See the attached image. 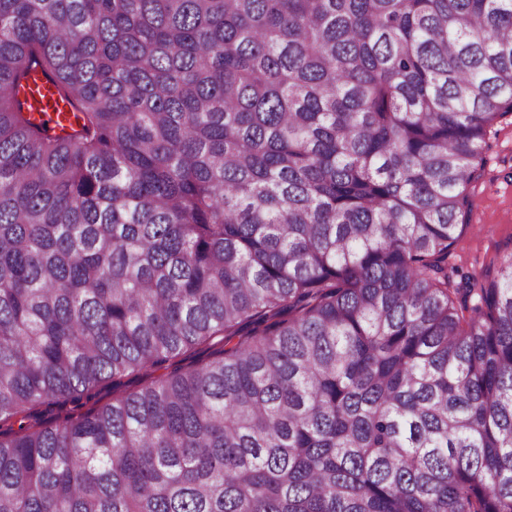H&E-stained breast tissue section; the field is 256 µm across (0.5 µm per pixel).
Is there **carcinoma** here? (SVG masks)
Wrapping results in <instances>:
<instances>
[{"mask_svg":"<svg viewBox=\"0 0 512 512\" xmlns=\"http://www.w3.org/2000/svg\"><path fill=\"white\" fill-rule=\"evenodd\" d=\"M511 112L512 0H0V512H512ZM490 134L484 171L473 184L468 228L448 255V265L467 274L479 269L512 240V116Z\"/></svg>","mask_w":512,"mask_h":512,"instance_id":"carcinoma-1","label":"carcinoma"}]
</instances>
